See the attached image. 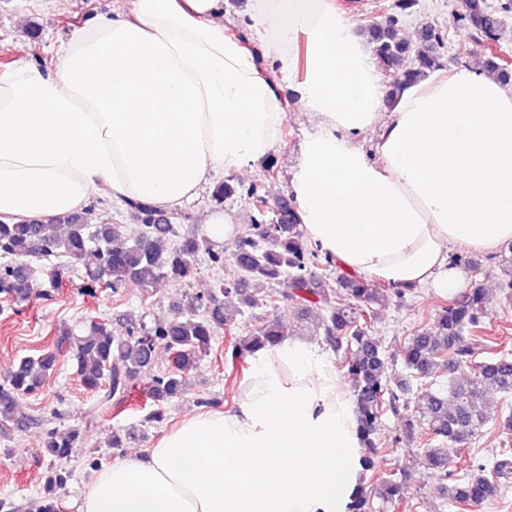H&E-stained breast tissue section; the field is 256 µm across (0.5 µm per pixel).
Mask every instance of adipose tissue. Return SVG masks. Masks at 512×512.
<instances>
[{"label": "adipose tissue", "instance_id": "ef3b65f1", "mask_svg": "<svg viewBox=\"0 0 512 512\" xmlns=\"http://www.w3.org/2000/svg\"><path fill=\"white\" fill-rule=\"evenodd\" d=\"M251 37L223 0H132L0 76V218L82 212L94 198L161 210L277 146L289 103L315 119L289 170L306 239L394 289L463 285L454 250L512 242V86L433 71L392 112L371 45L335 0H255ZM284 83L257 66L252 42ZM379 130L375 155L359 136ZM236 407L183 418L90 481L79 512H348L364 478L354 402L296 336L256 350Z\"/></svg>", "mask_w": 512, "mask_h": 512}]
</instances>
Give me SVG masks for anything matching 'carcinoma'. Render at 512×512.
Wrapping results in <instances>:
<instances>
[{"label":"carcinoma","instance_id":"1","mask_svg":"<svg viewBox=\"0 0 512 512\" xmlns=\"http://www.w3.org/2000/svg\"><path fill=\"white\" fill-rule=\"evenodd\" d=\"M459 18L468 36L489 50L488 69L501 81L512 82V62L500 54L496 45V11L488 8L486 0H462ZM371 36L390 72L389 104L396 101L405 85L437 67L432 43L442 38L432 29L427 30L426 44L416 51L413 66L400 72L396 66L410 55L409 45L396 39L390 24L372 25ZM125 206L138 221L133 236L124 224H92L79 214L41 221L0 220V300L9 306L26 301L29 282L37 271L47 277L50 287H55L54 258L78 263L91 260L85 266L84 288H110L114 293L130 285L146 286L160 277L182 284L192 277L201 252L207 253L212 266L224 267V251L213 250L204 239L178 235L188 214L176 211L165 216L139 200H127ZM320 258L326 265H334V260L320 256L309 246L296 212L279 206L275 220L250 224L237 237L231 254L239 274L237 282L227 285L218 280L213 291L195 297L193 309H179L166 321L150 325L126 317L118 330L106 322H93L82 336L63 329L59 343L74 350L80 381L93 393L84 411L85 423L91 424L112 407L122 405L138 385L144 386L149 398L158 403L184 394L188 375L210 353L215 337L239 328L245 311L259 310L275 301L263 284L281 283V300L297 305L305 314L322 309L320 326L326 344L335 353L344 349L351 354L342 360L341 368L352 382L365 447H374L384 412L395 413L400 405H410L430 434V443L423 451L424 467L445 481L457 480L448 488L450 505L480 503L497 488L512 484L511 447H503L492 459L471 466L459 479L442 448L448 440L482 435L489 420L488 407L482 402L485 392L512 395V350L507 344L497 343L486 359H475V348L488 342L481 336L487 315L484 293L476 288L463 299L440 307L433 329L414 334L404 346L402 369L413 378L434 377L448 369L469 372L463 380H448L446 388L422 387L410 399V385L392 374L394 359L369 334L379 318L378 307L389 300V295L400 298L404 292L377 288L353 276L338 277L333 287L311 271L310 265ZM338 287L353 303L332 304V294ZM285 335L279 324L264 323L235 339L224 349V355L240 359ZM160 345L170 355V366L155 374V353ZM55 362V355L49 352L23 357L0 381V433L9 423L16 429L44 425V420L25 413L19 400L46 385ZM81 440L79 427L63 436L53 428L45 431L44 448L59 466L46 479L37 512H57L56 491L64 489L72 477L65 462ZM399 489L390 474L375 493L389 502L398 496Z\"/></svg>","mask_w":512,"mask_h":512}]
</instances>
